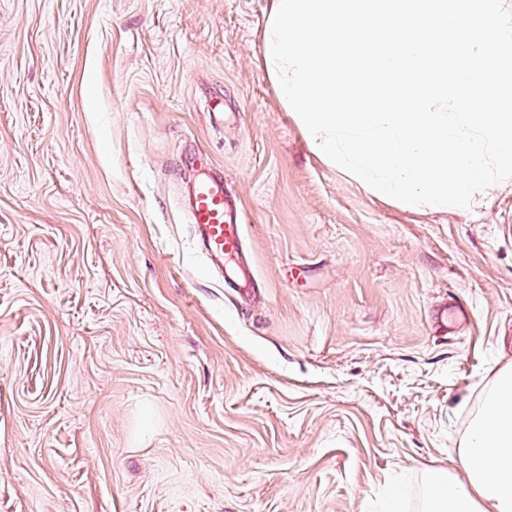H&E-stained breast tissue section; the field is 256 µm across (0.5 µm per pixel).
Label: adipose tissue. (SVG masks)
<instances>
[{"label": "adipose tissue", "mask_w": 512, "mask_h": 512, "mask_svg": "<svg viewBox=\"0 0 512 512\" xmlns=\"http://www.w3.org/2000/svg\"><path fill=\"white\" fill-rule=\"evenodd\" d=\"M462 474L420 475L418 512H512V364L495 371L462 441Z\"/></svg>", "instance_id": "adipose-tissue-1"}]
</instances>
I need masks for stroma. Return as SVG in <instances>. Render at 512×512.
<instances>
[{
    "label": "stroma",
    "instance_id": "1",
    "mask_svg": "<svg viewBox=\"0 0 512 512\" xmlns=\"http://www.w3.org/2000/svg\"><path fill=\"white\" fill-rule=\"evenodd\" d=\"M268 13L0 0V512H416L457 466L512 362V178L406 211L321 160ZM197 152L246 290L196 247Z\"/></svg>",
    "mask_w": 512,
    "mask_h": 512
}]
</instances>
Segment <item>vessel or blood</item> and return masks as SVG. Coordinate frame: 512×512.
<instances>
[{"label": "vessel or blood", "mask_w": 512, "mask_h": 512, "mask_svg": "<svg viewBox=\"0 0 512 512\" xmlns=\"http://www.w3.org/2000/svg\"><path fill=\"white\" fill-rule=\"evenodd\" d=\"M196 172L191 186L190 219L198 246L212 259L232 267L243 255L245 216L224 188V173L206 154L193 157Z\"/></svg>", "instance_id": "b4317fda"}]
</instances>
